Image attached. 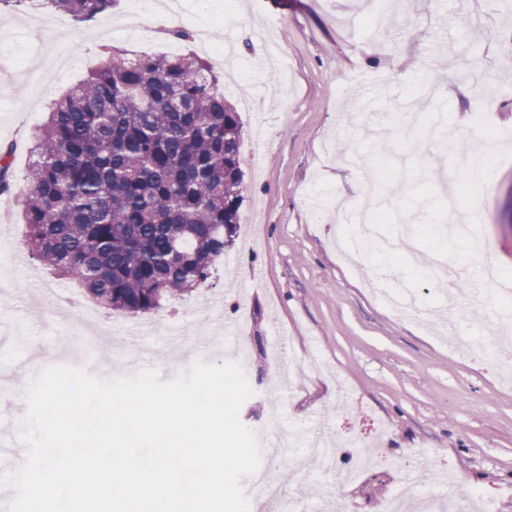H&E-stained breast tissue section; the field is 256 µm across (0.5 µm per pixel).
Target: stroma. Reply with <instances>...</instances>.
Segmentation results:
<instances>
[{
  "label": "stroma",
  "mask_w": 512,
  "mask_h": 512,
  "mask_svg": "<svg viewBox=\"0 0 512 512\" xmlns=\"http://www.w3.org/2000/svg\"><path fill=\"white\" fill-rule=\"evenodd\" d=\"M354 0H187L182 42L157 8L112 11L77 24L52 14L53 43L26 24V10L0 12V148L11 147L14 173L29 166L33 132L48 104L103 66L102 44L143 57L191 52L212 66L242 115L239 227L212 277L191 295L144 315L149 333L128 332L126 314L82 299L81 310L52 305L49 289L79 293L28 249L18 193L6 195L0 230V471L20 466L26 449L18 422L26 410L17 374L35 353L54 347L56 363L92 366L102 377L121 367L87 353L77 331L128 344L134 367L170 380L196 359L220 364L239 348L254 394L239 419L262 445L276 487L264 512H384L390 497L417 500L480 491L489 512H512V346L496 360H472L454 347L440 320L447 280H427L420 259L446 249L459 268L465 239L448 235L457 214L487 243V255L512 274V13L498 0H410L392 17L364 18ZM288 58L279 84L253 65L267 39ZM470 49L461 77L452 60ZM432 80L433 91L419 87ZM486 116L508 132L499 161L477 195L455 174ZM430 109L456 151L426 142L410 149L385 112ZM405 172L404 185L372 176L370 146ZM383 214L389 249L363 247L349 257L337 239L357 211ZM427 225L418 263L400 230ZM376 438L387 463L359 466V440ZM449 469L454 484L416 482L424 469Z\"/></svg>",
  "instance_id": "obj_1"
}]
</instances>
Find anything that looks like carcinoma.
<instances>
[{
  "label": "carcinoma",
  "mask_w": 512,
  "mask_h": 512,
  "mask_svg": "<svg viewBox=\"0 0 512 512\" xmlns=\"http://www.w3.org/2000/svg\"><path fill=\"white\" fill-rule=\"evenodd\" d=\"M80 24L115 0H39ZM243 122L194 54L104 66L49 106L23 176L33 258L107 310L142 316L206 282L233 242ZM14 187L0 150V193Z\"/></svg>",
  "instance_id": "1"
}]
</instances>
